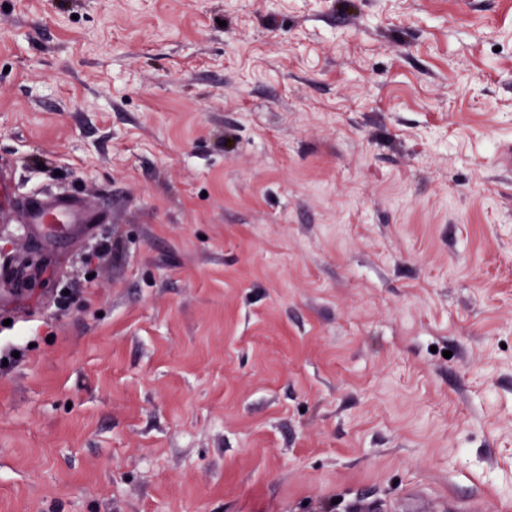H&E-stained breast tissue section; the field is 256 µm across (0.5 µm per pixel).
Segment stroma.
I'll use <instances>...</instances> for the list:
<instances>
[{"label":"stroma","mask_w":512,"mask_h":512,"mask_svg":"<svg viewBox=\"0 0 512 512\" xmlns=\"http://www.w3.org/2000/svg\"><path fill=\"white\" fill-rule=\"evenodd\" d=\"M509 149L512 0H0V512H512ZM27 217L29 224L47 225L59 235L67 233L72 224L93 222L78 198L44 194L28 201Z\"/></svg>","instance_id":"stroma-1"}]
</instances>
